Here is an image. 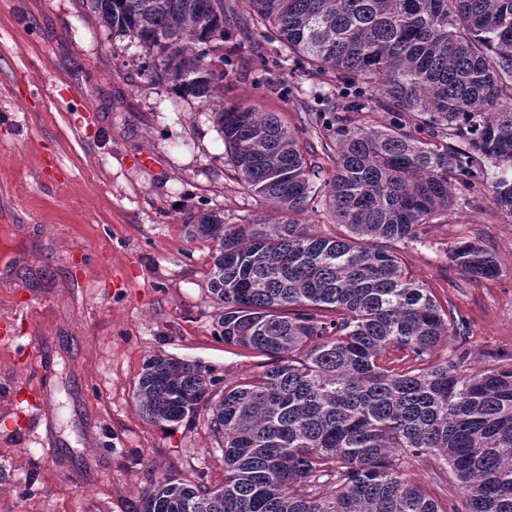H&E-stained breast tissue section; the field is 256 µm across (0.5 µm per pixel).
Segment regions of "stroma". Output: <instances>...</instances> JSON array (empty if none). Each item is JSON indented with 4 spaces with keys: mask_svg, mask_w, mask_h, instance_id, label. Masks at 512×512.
Masks as SVG:
<instances>
[{
    "mask_svg": "<svg viewBox=\"0 0 512 512\" xmlns=\"http://www.w3.org/2000/svg\"><path fill=\"white\" fill-rule=\"evenodd\" d=\"M141 45L101 29L82 0H0V512H139L160 477L222 484L224 458L207 412L191 422L145 419L135 391L161 355L225 384L259 376L266 356L225 344L209 293L211 242L192 237L200 212L223 209L274 224L237 183L209 109L152 81ZM293 95H285V88ZM327 85L274 45L242 46L226 68L225 104L277 113L299 127L297 100ZM81 95L90 119L68 105ZM63 169L42 181L46 157ZM473 240L494 252L497 278L475 282L449 259ZM407 271L467 327V366L512 354V222L485 186L456 192L423 242L400 246ZM49 337L44 361L31 339ZM49 396L57 458L19 446L15 411L28 393ZM444 512L462 494L437 459L404 467Z\"/></svg>",
    "mask_w": 512,
    "mask_h": 512,
    "instance_id": "obj_1",
    "label": "stroma"
}]
</instances>
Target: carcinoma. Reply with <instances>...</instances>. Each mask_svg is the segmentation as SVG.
I'll list each match as a JSON object with an SVG mask.
<instances>
[{"label":"carcinoma","mask_w":512,"mask_h":512,"mask_svg":"<svg viewBox=\"0 0 512 512\" xmlns=\"http://www.w3.org/2000/svg\"><path fill=\"white\" fill-rule=\"evenodd\" d=\"M99 26L145 49L141 68L210 108L241 187L278 210L277 224L200 214L213 240L209 291L226 344L269 358L254 378L221 379L150 358L136 398L152 423L210 411L224 454L213 488L155 480L141 512H444L403 473L407 456L449 467L465 512H512V363L463 372L464 321L406 272L397 243L421 239L453 189L512 170V0H89ZM277 41L345 109L321 152L275 112L224 105L230 29ZM413 120L406 129L403 118ZM424 130V141L413 131ZM512 220V179L490 182ZM323 204L342 232L318 235L296 216ZM451 261L471 280L499 275L496 254L463 241ZM457 343L431 362L437 350Z\"/></svg>","instance_id":"1"}]
</instances>
